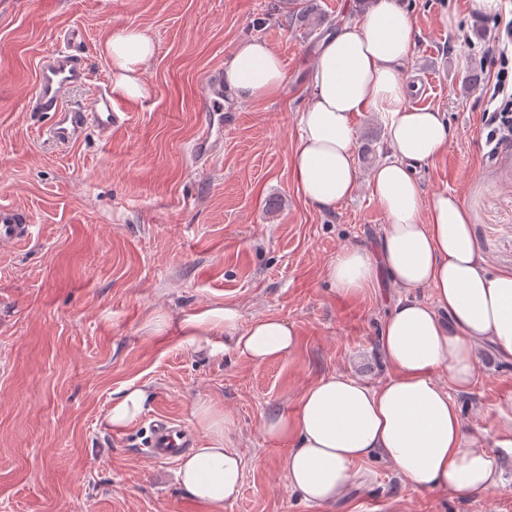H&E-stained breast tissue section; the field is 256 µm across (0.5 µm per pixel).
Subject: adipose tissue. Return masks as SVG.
Wrapping results in <instances>:
<instances>
[{"label": "adipose tissue", "mask_w": 512, "mask_h": 512, "mask_svg": "<svg viewBox=\"0 0 512 512\" xmlns=\"http://www.w3.org/2000/svg\"><path fill=\"white\" fill-rule=\"evenodd\" d=\"M415 35L403 0H364L319 45L307 72L311 101L298 115L292 176L319 211L350 198L359 185L354 116L369 112L381 123L387 153L370 186L387 222L375 246H344L327 265L326 278L344 302L385 287L398 292L380 330L384 381L326 374L304 387L291 411L262 421L267 436L292 442L280 460L289 488L326 510L352 484L355 465L374 457L419 491L472 495L503 485L496 456L469 447L453 395L477 381V346L491 345L512 360V273L488 271L457 196L422 191L420 172L447 150L451 131L444 113L407 102ZM103 51L112 60L116 88L142 96L141 69L154 54L149 34L121 30ZM286 81L281 58L260 39L241 41L224 65V85L241 102L274 95ZM424 289L430 299L420 298ZM150 325L157 332L175 328L184 346L256 364L297 348L291 324L271 316L245 324L231 304L159 315ZM151 399L148 386L125 388L104 416L107 427H129ZM195 419L201 436L181 454L176 479L203 512H224L240 491L243 459L224 414L202 404Z\"/></svg>", "instance_id": "ef3b65f1"}]
</instances>
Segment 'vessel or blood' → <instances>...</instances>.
<instances>
[{"label": "vessel or blood", "instance_id": "vessel-or-blood-1", "mask_svg": "<svg viewBox=\"0 0 512 512\" xmlns=\"http://www.w3.org/2000/svg\"><path fill=\"white\" fill-rule=\"evenodd\" d=\"M80 32L71 30L61 38L59 47L48 52L39 67L35 89L28 99L32 112L50 114L51 122L45 135L59 149H67L80 142L88 133L107 140L121 122V114L112 106L111 87L88 89L85 99L76 106L69 105L71 93L88 88L89 74L84 65ZM199 109L203 116L192 147L195 162L206 164L219 155L224 146V128L217 125L215 116L224 109V72L205 73L201 80ZM29 213L0 205V247H10L29 240L32 236ZM182 436L176 423L169 417L158 416L151 424V437L145 455L151 459H171L178 455Z\"/></svg>", "mask_w": 512, "mask_h": 512}]
</instances>
